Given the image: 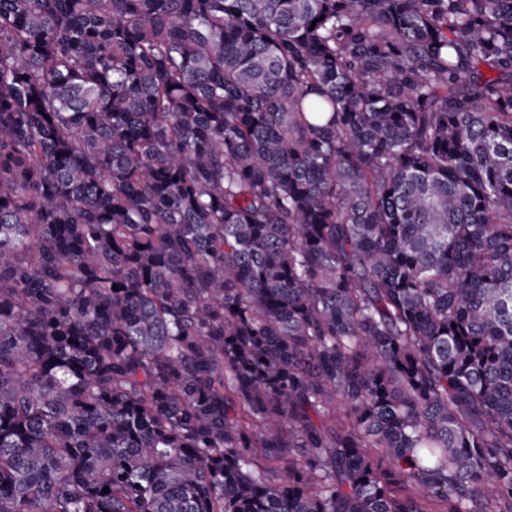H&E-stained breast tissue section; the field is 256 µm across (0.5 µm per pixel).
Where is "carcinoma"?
Here are the masks:
<instances>
[{
	"label": "carcinoma",
	"instance_id": "1",
	"mask_svg": "<svg viewBox=\"0 0 512 512\" xmlns=\"http://www.w3.org/2000/svg\"><path fill=\"white\" fill-rule=\"evenodd\" d=\"M0 512H512V0H0Z\"/></svg>",
	"mask_w": 512,
	"mask_h": 512
}]
</instances>
